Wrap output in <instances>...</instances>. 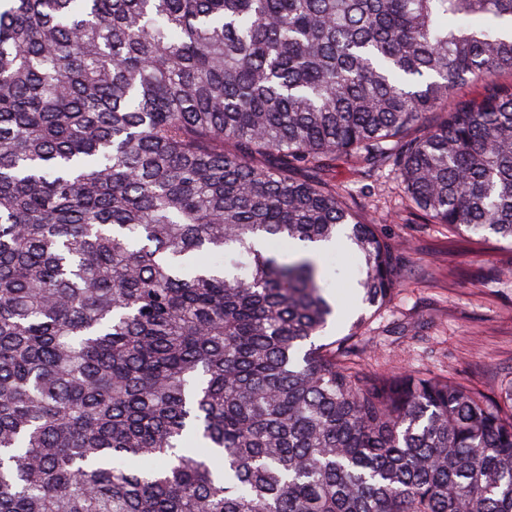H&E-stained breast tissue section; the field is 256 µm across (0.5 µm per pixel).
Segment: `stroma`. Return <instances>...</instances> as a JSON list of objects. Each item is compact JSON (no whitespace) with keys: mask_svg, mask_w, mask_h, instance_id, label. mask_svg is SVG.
<instances>
[{"mask_svg":"<svg viewBox=\"0 0 512 512\" xmlns=\"http://www.w3.org/2000/svg\"><path fill=\"white\" fill-rule=\"evenodd\" d=\"M329 179L403 254L394 295L359 331L361 367L499 394L512 382V247L411 209L390 172L368 179L340 157Z\"/></svg>","mask_w":512,"mask_h":512,"instance_id":"1","label":"stroma"}]
</instances>
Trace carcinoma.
Listing matches in <instances>:
<instances>
[{
    "label": "carcinoma",
    "mask_w": 512,
    "mask_h": 512,
    "mask_svg": "<svg viewBox=\"0 0 512 512\" xmlns=\"http://www.w3.org/2000/svg\"><path fill=\"white\" fill-rule=\"evenodd\" d=\"M505 74L512 0H0V512H512V385L359 367L299 249L396 288L338 156L512 245Z\"/></svg>",
    "instance_id": "cac0c4a2"
}]
</instances>
